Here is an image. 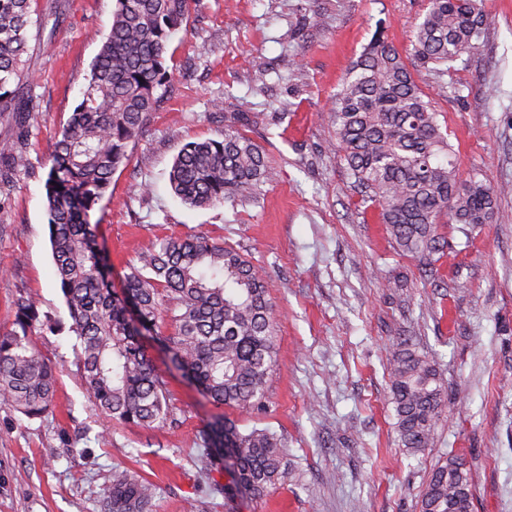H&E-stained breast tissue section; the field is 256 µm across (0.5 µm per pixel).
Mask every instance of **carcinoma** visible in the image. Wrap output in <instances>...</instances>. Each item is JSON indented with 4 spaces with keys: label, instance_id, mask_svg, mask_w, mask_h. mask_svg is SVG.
Here are the masks:
<instances>
[{
    "label": "carcinoma",
    "instance_id": "carcinoma-1",
    "mask_svg": "<svg viewBox=\"0 0 512 512\" xmlns=\"http://www.w3.org/2000/svg\"><path fill=\"white\" fill-rule=\"evenodd\" d=\"M34 0H0V115L21 127L0 141V162L27 164L29 113L15 91L29 82L28 30ZM194 0H115L109 33L92 64L78 104L50 152L44 177L55 278L70 332L80 347L84 387L114 423L156 428L176 423L167 382L141 340L146 331L216 405L263 406L277 365V336L268 282L231 247L204 237L157 238L127 264L122 294L112 292V264L99 242L101 210L112 174L128 161L168 79L171 38L183 30ZM491 19L482 0H429L404 56L376 32L348 70L329 118L349 175L377 206L396 248L428 260L448 241L438 218L452 224L491 223L497 196L473 175L459 177L434 98L410 66L450 68L475 49ZM247 112L224 113V136L185 144L169 172L172 193L196 208L219 207L253 193L268 172L260 147L242 128ZM173 327L165 334L164 325ZM56 331L37 300L14 301V329L0 335V401L27 418L48 415L56 365L31 336ZM394 427L401 447L416 455L434 444L448 409V388L428 355L405 340L388 366ZM199 460L224 464L229 491L254 497L293 479L284 445L268 428L239 430L218 419L200 434ZM153 486L128 470L112 471L104 512H152ZM470 469L458 457L436 467L420 493V512H472Z\"/></svg>",
    "mask_w": 512,
    "mask_h": 512
}]
</instances>
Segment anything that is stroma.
Here are the masks:
<instances>
[{
    "instance_id": "stroma-1",
    "label": "stroma",
    "mask_w": 512,
    "mask_h": 512,
    "mask_svg": "<svg viewBox=\"0 0 512 512\" xmlns=\"http://www.w3.org/2000/svg\"><path fill=\"white\" fill-rule=\"evenodd\" d=\"M113 0H37L30 28V167L0 199V334L13 302L38 298L58 320L34 333L57 366L54 412L30 419L0 403V512H103L114 467L155 489L154 512H419L429 475L465 460L473 512H512V193L492 223L445 224L448 247L425 277L397 251L333 145L328 113L375 31L411 50L427 0H194L169 43L171 79L102 202L113 282L151 240L195 234L234 248L271 286L278 360L264 408L236 411L165 373L178 426L109 422L86 393L77 340L48 242L43 164L87 82ZM492 26L442 75L418 68L455 150L460 177L512 186V0H483ZM320 23H313V16ZM265 60L264 72L252 66ZM283 112L280 122L271 113ZM251 115L245 134L269 174L251 197L192 208L168 172L187 142L218 138L224 115ZM390 287H382V280ZM432 358L450 408L433 448H400L389 402V359L401 339ZM267 427L298 480L266 496L224 495V471L204 472L199 435L216 418Z\"/></svg>"
}]
</instances>
